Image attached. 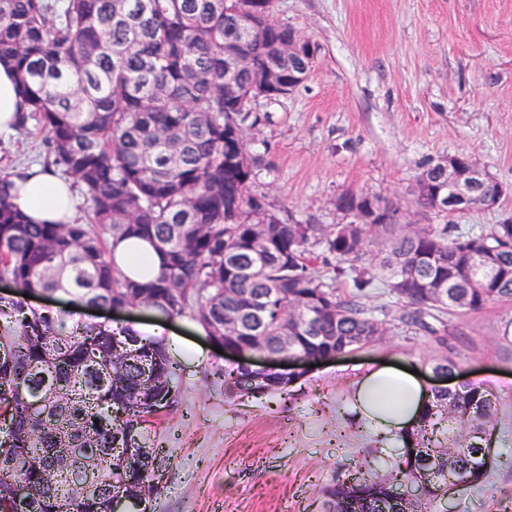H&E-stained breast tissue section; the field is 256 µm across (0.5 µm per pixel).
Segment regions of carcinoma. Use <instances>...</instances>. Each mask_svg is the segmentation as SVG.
<instances>
[{"label":"carcinoma","mask_w":512,"mask_h":512,"mask_svg":"<svg viewBox=\"0 0 512 512\" xmlns=\"http://www.w3.org/2000/svg\"><path fill=\"white\" fill-rule=\"evenodd\" d=\"M288 28L243 18L234 0H0V61L13 64L26 108L17 128L44 134L45 163L82 188L88 211L75 224H30L15 207L11 174L0 172V276L17 296L0 297V512H110L112 493L146 501L160 492L154 417L178 403L180 360L166 336L32 309L21 296L61 293L76 307L137 305L188 316L228 347L326 357L378 344L392 326L424 332L446 347L444 316L512 300V224L461 233L451 224H299L251 191L256 161L246 130L256 112H230L224 68L238 85L285 66L267 44ZM242 41L251 66L224 60ZM138 237L161 259L158 277L127 279L107 241ZM261 239L266 249L252 250ZM380 245L363 263L361 243ZM330 269L325 277L321 268ZM446 282L456 305L421 283ZM383 286L394 304L365 307ZM235 328L224 330V324ZM131 337L136 356L117 344ZM227 393L242 392L248 369L218 367ZM498 399L482 383L433 392V400L380 474L364 460L328 485L323 512H391L393 486L419 484L408 512H436L449 492L477 488L492 462L482 448L496 431ZM142 448L153 449L144 457ZM13 483L27 489L20 505Z\"/></svg>","instance_id":"1"}]
</instances>
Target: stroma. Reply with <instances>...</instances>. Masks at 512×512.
<instances>
[{
	"label": "stroma",
	"instance_id": "obj_1",
	"mask_svg": "<svg viewBox=\"0 0 512 512\" xmlns=\"http://www.w3.org/2000/svg\"><path fill=\"white\" fill-rule=\"evenodd\" d=\"M273 17L315 43L308 79L280 102L258 103L249 131L254 192L307 224L340 220L343 192L400 201L407 219L477 231L512 213L417 211L409 189L431 162L464 153L512 184V0H276ZM42 135H0V171L43 161ZM453 383L477 381L499 403L495 464L452 512H512V301L445 319ZM181 357L179 402L156 426L165 461L150 512H322L323 491L362 459L392 452L350 415L361 367L398 360L437 387L431 337L382 341L307 369L287 388L227 395L213 366L234 367L184 317L168 319Z\"/></svg>",
	"mask_w": 512,
	"mask_h": 512
}]
</instances>
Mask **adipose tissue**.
Segmentation results:
<instances>
[{
	"instance_id": "ef3b65f1",
	"label": "adipose tissue",
	"mask_w": 512,
	"mask_h": 512,
	"mask_svg": "<svg viewBox=\"0 0 512 512\" xmlns=\"http://www.w3.org/2000/svg\"><path fill=\"white\" fill-rule=\"evenodd\" d=\"M14 204L38 224L73 223L78 215V199L70 184L51 171L34 166L15 179ZM117 268L131 278L150 280L160 270L149 243L139 239L118 242L113 251ZM432 394L417 374L401 369L391 360L367 366L351 392V409L356 419L389 441L411 431Z\"/></svg>"
}]
</instances>
